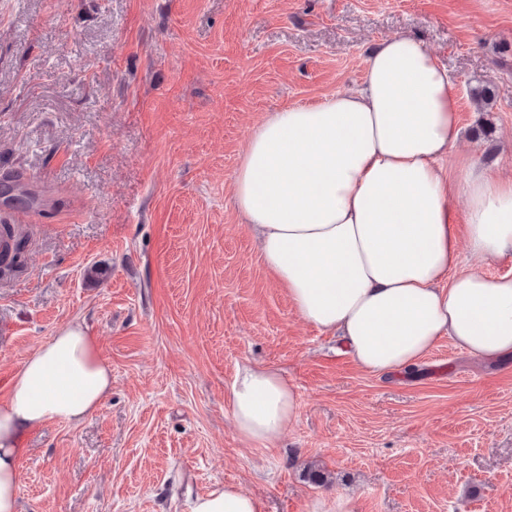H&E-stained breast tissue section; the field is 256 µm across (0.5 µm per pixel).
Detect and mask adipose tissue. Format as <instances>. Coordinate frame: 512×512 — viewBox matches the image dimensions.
<instances>
[{
  "label": "adipose tissue",
  "instance_id": "1",
  "mask_svg": "<svg viewBox=\"0 0 512 512\" xmlns=\"http://www.w3.org/2000/svg\"><path fill=\"white\" fill-rule=\"evenodd\" d=\"M458 93L417 39L369 54L361 88L269 114L235 173L232 200L264 267L304 320L345 343L363 372L411 371L441 337L484 363L512 360V276L459 271L461 245L482 263L512 258V179L467 165L449 181ZM467 203L456 226L453 194ZM112 388L96 339L73 321L38 346L0 400V512H17L19 444L51 420L79 423ZM242 440L275 443L297 417L278 372L246 364L231 387ZM190 512H264L219 485Z\"/></svg>",
  "mask_w": 512,
  "mask_h": 512
}]
</instances>
